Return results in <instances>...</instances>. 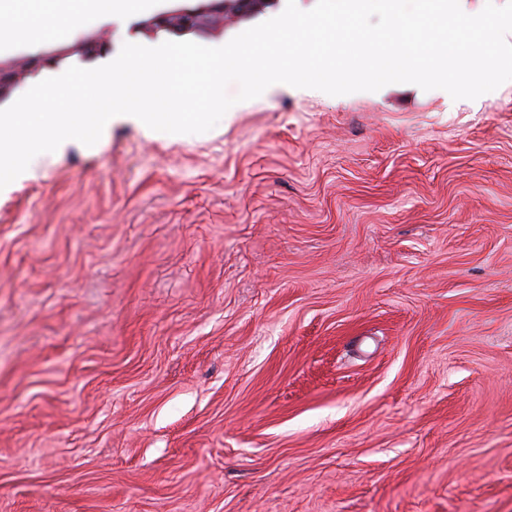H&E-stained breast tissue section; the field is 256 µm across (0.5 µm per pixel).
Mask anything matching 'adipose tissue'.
Masks as SVG:
<instances>
[{
  "label": "adipose tissue",
  "instance_id": "ef3b65f1",
  "mask_svg": "<svg viewBox=\"0 0 512 512\" xmlns=\"http://www.w3.org/2000/svg\"><path fill=\"white\" fill-rule=\"evenodd\" d=\"M146 0H0V35L38 42L65 39L74 24L102 12L134 13Z\"/></svg>",
  "mask_w": 512,
  "mask_h": 512
}]
</instances>
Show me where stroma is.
Wrapping results in <instances>:
<instances>
[{"label": "stroma", "instance_id": "stroma-1", "mask_svg": "<svg viewBox=\"0 0 512 512\" xmlns=\"http://www.w3.org/2000/svg\"><path fill=\"white\" fill-rule=\"evenodd\" d=\"M0 512H512V83L119 115L1 189Z\"/></svg>", "mask_w": 512, "mask_h": 512}]
</instances>
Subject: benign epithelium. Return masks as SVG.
Returning <instances> with one entry per match:
<instances>
[{
	"label": "benign epithelium",
	"instance_id": "benign-epithelium-1",
	"mask_svg": "<svg viewBox=\"0 0 512 512\" xmlns=\"http://www.w3.org/2000/svg\"><path fill=\"white\" fill-rule=\"evenodd\" d=\"M253 13L248 0H208L204 8H173L148 21L151 26L176 34L202 33L224 24V17L242 18ZM54 57L51 51L25 57L12 67L0 64V100L4 90L14 89Z\"/></svg>",
	"mask_w": 512,
	"mask_h": 512
}]
</instances>
